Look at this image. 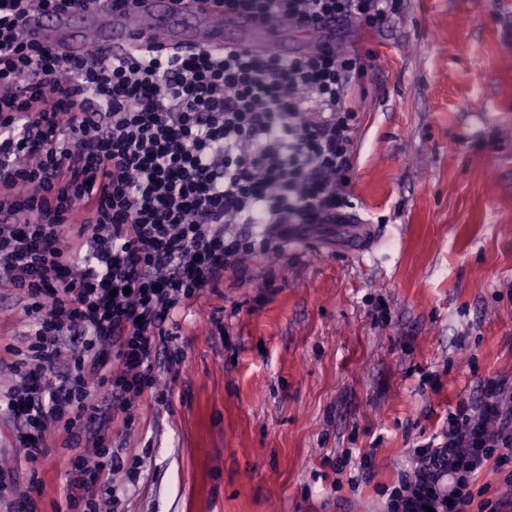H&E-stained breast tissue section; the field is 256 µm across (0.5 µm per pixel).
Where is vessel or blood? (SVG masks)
Instances as JSON below:
<instances>
[{
	"mask_svg": "<svg viewBox=\"0 0 512 512\" xmlns=\"http://www.w3.org/2000/svg\"><path fill=\"white\" fill-rule=\"evenodd\" d=\"M230 20L242 31L240 47L279 51L275 24L227 12L220 0H206L195 9L178 7L173 0H141L137 5L128 0H99L84 10L36 17L25 30L68 56L85 54V32L90 27L97 32L99 47L112 55H124L142 45L221 51L228 45L224 24Z\"/></svg>",
	"mask_w": 512,
	"mask_h": 512,
	"instance_id": "1",
	"label": "vessel or blood"
}]
</instances>
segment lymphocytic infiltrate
Instances as JSON below:
<instances>
[{
	"mask_svg": "<svg viewBox=\"0 0 512 512\" xmlns=\"http://www.w3.org/2000/svg\"><path fill=\"white\" fill-rule=\"evenodd\" d=\"M89 2L0 0V276L34 321L6 402L17 442L36 463L48 422L85 439L96 461L67 502L101 512L124 468L101 451L107 426L153 386L173 313L289 234L345 222L363 65L320 38L380 29L396 3L223 0L316 39L285 58L176 47L72 58L22 30L30 13ZM412 459L395 488L402 512H512V498L472 490L512 465V381L488 379Z\"/></svg>",
	"mask_w": 512,
	"mask_h": 512,
	"instance_id": "obj_1",
	"label": "lymphocytic infiltrate"
}]
</instances>
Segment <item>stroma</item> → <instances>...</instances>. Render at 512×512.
Returning <instances> with one entry per match:
<instances>
[{
    "instance_id": "1",
    "label": "stroma",
    "mask_w": 512,
    "mask_h": 512,
    "mask_svg": "<svg viewBox=\"0 0 512 512\" xmlns=\"http://www.w3.org/2000/svg\"><path fill=\"white\" fill-rule=\"evenodd\" d=\"M325 39L366 66L350 221L175 313L165 399L108 432L139 468L103 512H379L449 410L512 381V0H403L383 28ZM25 308L0 279V395ZM48 435L31 466L0 409V481H36L37 512H65L76 451L62 425ZM350 452L374 455L371 481L337 469Z\"/></svg>"
}]
</instances>
